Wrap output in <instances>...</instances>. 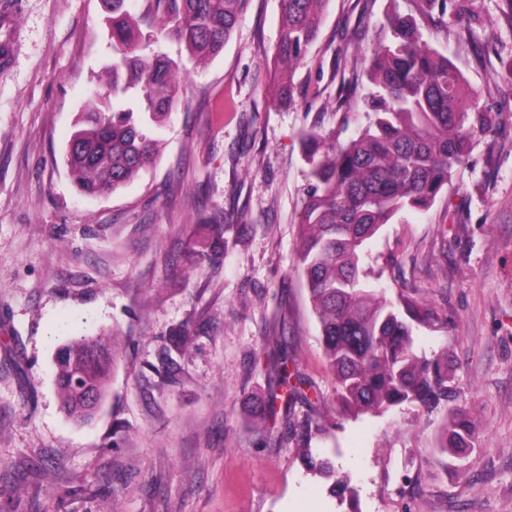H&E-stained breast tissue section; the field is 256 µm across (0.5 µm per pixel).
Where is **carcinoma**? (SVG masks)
I'll return each mask as SVG.
<instances>
[{
  "label": "carcinoma",
  "mask_w": 512,
  "mask_h": 512,
  "mask_svg": "<svg viewBox=\"0 0 512 512\" xmlns=\"http://www.w3.org/2000/svg\"><path fill=\"white\" fill-rule=\"evenodd\" d=\"M112 0L106 17L112 59L106 80L94 88L76 121L64 161L84 195L115 192L156 159L155 129L181 90L184 64L152 49L138 21ZM164 5L163 27L198 64L223 49L243 0H155ZM328 0H282L283 27L274 66L279 97L293 92L292 72L315 41ZM392 39L368 54L372 112L359 135L344 145L316 128L301 136L310 189L299 214V267L317 315L324 356L336 377V412L347 419L384 414L407 404L434 411L455 397L448 352L427 357L414 348L412 323L431 313L407 296L392 302L361 280L366 245L404 209L423 211L464 162L471 134L489 132L490 112L475 110L464 79L448 57L423 40L417 16L391 14ZM227 225L189 245L193 266L222 261ZM56 360L61 409L85 422L95 409L81 396L89 385L106 395L111 368L92 359L115 357L101 334L71 337ZM475 438L468 413L448 411L436 448L459 457Z\"/></svg>",
  "instance_id": "carcinoma-1"
}]
</instances>
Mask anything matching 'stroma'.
<instances>
[{
	"instance_id": "1",
	"label": "stroma",
	"mask_w": 512,
	"mask_h": 512,
	"mask_svg": "<svg viewBox=\"0 0 512 512\" xmlns=\"http://www.w3.org/2000/svg\"><path fill=\"white\" fill-rule=\"evenodd\" d=\"M416 0H328L281 104L273 89L281 0H244L221 53L189 66L155 165L96 197L64 151L111 50L101 0H0L19 51L0 73V512H512V23L502 0H458L427 43L495 116L427 210L400 211L363 270L385 296L422 302L420 353L447 351L455 404L478 426L463 458L435 446L445 410L344 419L297 268L309 184L301 135L338 143L370 112L369 47ZM221 221L224 262L189 244ZM189 329L193 344L178 350ZM116 333L95 417L67 419L53 380L68 335ZM301 379L293 398L283 374ZM349 480L307 469L303 448Z\"/></svg>"
}]
</instances>
